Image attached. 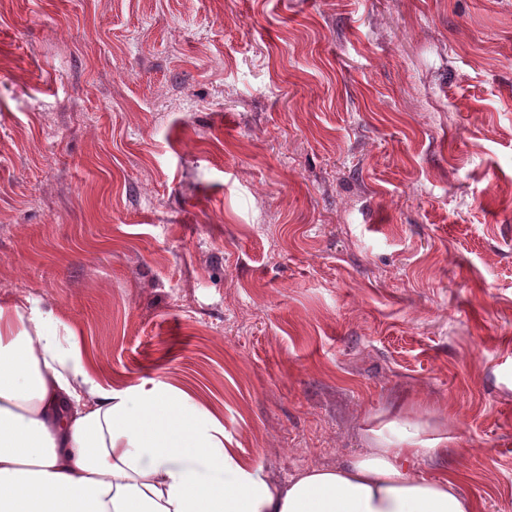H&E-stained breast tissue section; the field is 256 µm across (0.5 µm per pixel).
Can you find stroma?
Here are the masks:
<instances>
[{"label": "stroma", "mask_w": 512, "mask_h": 512, "mask_svg": "<svg viewBox=\"0 0 512 512\" xmlns=\"http://www.w3.org/2000/svg\"><path fill=\"white\" fill-rule=\"evenodd\" d=\"M284 481L396 419L512 512V0H0V302Z\"/></svg>", "instance_id": "35a3bbf8"}]
</instances>
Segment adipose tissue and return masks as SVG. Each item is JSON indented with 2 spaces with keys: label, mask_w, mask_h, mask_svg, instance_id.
Returning <instances> with one entry per match:
<instances>
[{
  "label": "adipose tissue",
  "mask_w": 512,
  "mask_h": 512,
  "mask_svg": "<svg viewBox=\"0 0 512 512\" xmlns=\"http://www.w3.org/2000/svg\"><path fill=\"white\" fill-rule=\"evenodd\" d=\"M448 441L394 421L368 452L279 482L188 392L103 384L52 312L0 302V512H479L409 467Z\"/></svg>",
  "instance_id": "1"
}]
</instances>
